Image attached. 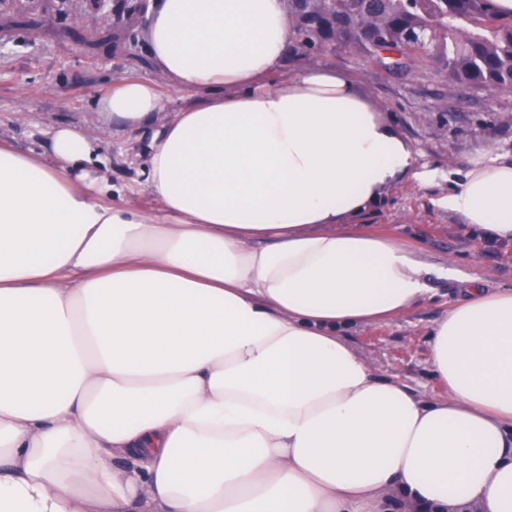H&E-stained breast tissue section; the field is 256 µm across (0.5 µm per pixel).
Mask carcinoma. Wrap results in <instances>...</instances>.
<instances>
[{"label":"carcinoma","mask_w":512,"mask_h":512,"mask_svg":"<svg viewBox=\"0 0 512 512\" xmlns=\"http://www.w3.org/2000/svg\"><path fill=\"white\" fill-rule=\"evenodd\" d=\"M288 59L353 50L389 74L433 66L466 94L512 89V15L491 0H286ZM119 37L136 43L139 9L120 0Z\"/></svg>","instance_id":"1"}]
</instances>
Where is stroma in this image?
<instances>
[{"label":"stroma","instance_id":"stroma-1","mask_svg":"<svg viewBox=\"0 0 512 512\" xmlns=\"http://www.w3.org/2000/svg\"><path fill=\"white\" fill-rule=\"evenodd\" d=\"M100 12V0H0V25H14L0 34V140L35 149L58 123L84 126L99 141L103 176L122 188L125 202L145 205L140 141L102 126L96 103L120 80L154 72L141 61L144 45L114 48L113 21H77ZM309 65L352 72L414 148L419 166L437 173L429 182L398 183L359 219L415 249L428 269L427 295L392 320L351 329L348 340L378 376L439 395L429 368L431 325L462 299L471 279L492 292L512 289V245L479 243L462 215L438 204L476 158L512 160V90L465 96L437 71L396 78L350 50Z\"/></svg>","mask_w":512,"mask_h":512}]
</instances>
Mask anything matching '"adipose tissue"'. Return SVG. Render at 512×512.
Returning <instances> with one entry per match:
<instances>
[{"instance_id":"adipose-tissue-1","label":"adipose tissue","mask_w":512,"mask_h":512,"mask_svg":"<svg viewBox=\"0 0 512 512\" xmlns=\"http://www.w3.org/2000/svg\"><path fill=\"white\" fill-rule=\"evenodd\" d=\"M157 80L97 104L146 147L152 204L112 201L98 143L0 142V512H512V290L429 330L445 395L346 338L426 293L354 220L416 154L354 77L275 74L285 0H150ZM441 206L512 242V163Z\"/></svg>"}]
</instances>
